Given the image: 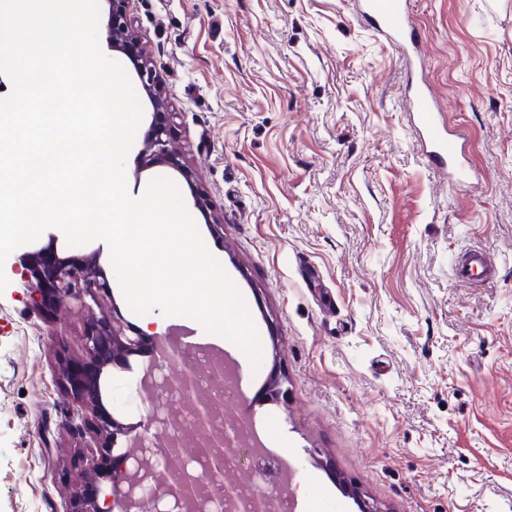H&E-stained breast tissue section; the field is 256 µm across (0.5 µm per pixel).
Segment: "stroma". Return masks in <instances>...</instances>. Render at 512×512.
Masks as SVG:
<instances>
[{
    "label": "stroma",
    "mask_w": 512,
    "mask_h": 512,
    "mask_svg": "<svg viewBox=\"0 0 512 512\" xmlns=\"http://www.w3.org/2000/svg\"><path fill=\"white\" fill-rule=\"evenodd\" d=\"M130 9L179 162L145 164L141 134L128 190L173 181L242 293L262 363L228 351L249 423L292 464L293 512H512V0H409L445 119L469 135L467 187L423 159L403 56L353 0ZM471 247L491 253L493 280L457 278ZM37 251L113 271L105 242L71 246L55 228L0 267V512H62L80 472L54 372L80 356L86 318L33 305ZM101 309L130 335L176 322L136 314L117 286ZM151 358L104 377L135 435Z\"/></svg>",
    "instance_id": "obj_1"
}]
</instances>
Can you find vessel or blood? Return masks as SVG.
Returning a JSON list of instances; mask_svg holds the SVG:
<instances>
[{
	"label": "vessel or blood",
	"instance_id": "obj_1",
	"mask_svg": "<svg viewBox=\"0 0 512 512\" xmlns=\"http://www.w3.org/2000/svg\"><path fill=\"white\" fill-rule=\"evenodd\" d=\"M358 14L397 47L418 76L410 99L415 125L421 133L420 149L427 162L445 175L450 184H464L471 178L470 168L460 163L464 137L451 129L440 117V106L423 74L427 69L419 39L410 26L406 0H356ZM490 277L491 264L486 255L471 252L458 278L473 274Z\"/></svg>",
	"mask_w": 512,
	"mask_h": 512
}]
</instances>
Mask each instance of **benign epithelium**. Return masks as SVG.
<instances>
[{
    "label": "benign epithelium",
    "instance_id": "1",
    "mask_svg": "<svg viewBox=\"0 0 512 512\" xmlns=\"http://www.w3.org/2000/svg\"><path fill=\"white\" fill-rule=\"evenodd\" d=\"M130 2L107 0L108 37L113 50L140 60L138 75L142 87L150 95L156 114L164 115L168 105L157 72L143 43L134 34ZM143 154L152 163L171 165L178 159L173 129L168 122H154ZM31 269L35 279L32 292L38 295L40 303L49 300L58 306L73 307L88 317L82 357L72 359L64 355L58 362L57 378L70 398L65 426L79 435L85 431L89 434L81 457L79 486L65 501L63 512H158L162 506L170 512H210L212 501L200 488L208 478L224 475V454L230 440L225 432L213 429L214 406L196 401L199 374L194 365L185 363L184 373L176 383L157 375L153 390L145 389L140 394L146 408L143 431L155 429L166 438L151 445L138 438L112 456L110 466L103 465V454L114 451L127 427L104 408L102 375L109 365L142 352L146 337L127 335L117 316H96L94 308L110 294L111 284L95 257L58 261L47 268L37 255L32 258ZM170 390L191 402L189 420H177L155 410L156 400ZM195 433L207 438L203 449L195 453L202 457L201 469L187 461L174 471L159 467V455H164L167 462L181 457L184 438Z\"/></svg>",
    "mask_w": 512,
    "mask_h": 512
}]
</instances>
